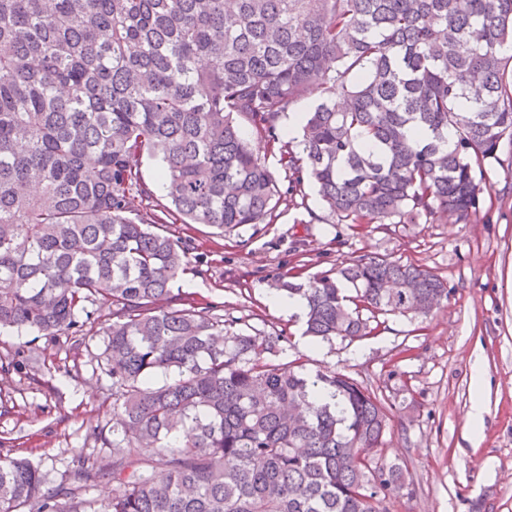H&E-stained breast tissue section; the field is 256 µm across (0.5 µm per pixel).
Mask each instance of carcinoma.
I'll return each mask as SVG.
<instances>
[{"label": "carcinoma", "mask_w": 512, "mask_h": 512, "mask_svg": "<svg viewBox=\"0 0 512 512\" xmlns=\"http://www.w3.org/2000/svg\"><path fill=\"white\" fill-rule=\"evenodd\" d=\"M510 40L512 0H0V331L97 323L112 377L110 452H80L50 491L40 466L0 458V512H389L399 478L371 468L385 407L342 373L277 361L283 332L173 294L187 252L132 215L139 160L161 162L182 223L263 224L282 191L246 123L288 191L308 178L343 224L466 220L512 138ZM279 290L305 300L314 342L449 294L369 255ZM105 477L112 497L85 498ZM321 100V96L319 94V92H313L311 93L310 95H308L307 97L299 100L298 102H296L295 104H293L290 109H289V112H301V115H303L304 112H310L314 106L319 103V101ZM289 113V114H290ZM293 115H286V116H283L280 120V131L282 133V135H284L286 137L285 140H287L288 138L289 139H292V138H296V133L300 130V127H301V122H302V118L299 116V115H296L295 113H291ZM287 126H288V135L286 134L287 132ZM287 136H286V135ZM244 131L248 135V139L250 140V143L252 147L263 157L265 156V162L270 171L273 173L275 178L279 182V186L282 190V192L286 191L288 187V178L286 177L285 170L281 167L278 161V156H275L271 154L270 152H267L266 144L264 140L260 139L256 136L255 132H253L252 128L248 125L244 126Z\"/></svg>", "instance_id": "1"}]
</instances>
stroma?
Returning <instances> with one entry per match:
<instances>
[{"label": "stroma", "mask_w": 512, "mask_h": 512, "mask_svg": "<svg viewBox=\"0 0 512 512\" xmlns=\"http://www.w3.org/2000/svg\"><path fill=\"white\" fill-rule=\"evenodd\" d=\"M480 185V207L465 221L352 227L329 215L306 181L301 204L280 201L267 224L166 226L188 250L174 293L223 304L224 316L249 333L283 330L280 361L346 374L387 408L384 449L372 465L406 477L389 512H512V142L502 141ZM365 255L427 267L447 280V301L426 317L384 315L361 339L319 343L304 336L302 319L267 301L281 280L305 281ZM101 341L0 333V361L13 365L0 379V456L43 464L53 485L81 449L100 448L95 429L112 417ZM478 391L485 413L476 442L465 419Z\"/></svg>", "instance_id": "35a3bbf8"}]
</instances>
